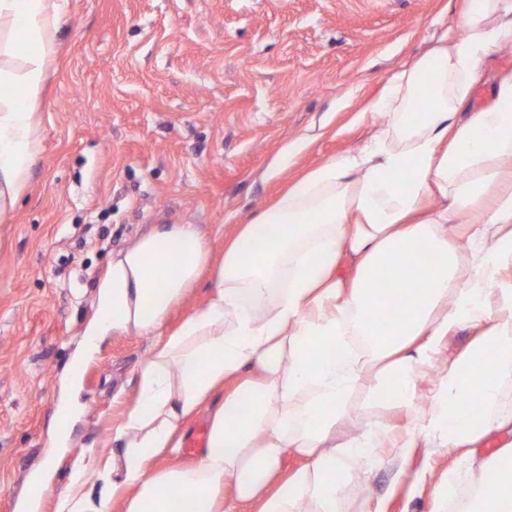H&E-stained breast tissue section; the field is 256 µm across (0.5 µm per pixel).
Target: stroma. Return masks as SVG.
Wrapping results in <instances>:
<instances>
[{
    "label": "stroma",
    "mask_w": 512,
    "mask_h": 512,
    "mask_svg": "<svg viewBox=\"0 0 512 512\" xmlns=\"http://www.w3.org/2000/svg\"><path fill=\"white\" fill-rule=\"evenodd\" d=\"M462 0H67L35 101L40 152L0 223V512H27L52 464L108 445L152 339L115 333L82 374L69 453L45 444L63 374L116 253L159 224H193L214 255L239 225L330 157L358 150L388 81L436 46ZM353 394L346 429L400 413ZM462 449L352 462L341 512H442Z\"/></svg>",
    "instance_id": "35a3bbf8"
}]
</instances>
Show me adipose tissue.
I'll list each match as a JSON object with an SVG mask.
<instances>
[{
	"label": "adipose tissue",
	"instance_id": "1",
	"mask_svg": "<svg viewBox=\"0 0 512 512\" xmlns=\"http://www.w3.org/2000/svg\"><path fill=\"white\" fill-rule=\"evenodd\" d=\"M61 9V0H0L1 220L40 152L36 116L17 95L38 96ZM455 25L462 37H442L389 80L371 105L386 120L369 140L295 181L242 225L220 260L192 224L155 228L113 260L65 373L51 447L67 444L82 413L83 368L100 342L131 329L154 342L113 447L80 449L54 512H174L176 497L186 512L253 501L259 512H299L306 498L309 512H339L347 458H372L381 440L401 460L444 440L471 465L487 436L512 435V413L502 410L512 380V71L496 76L492 105L470 107L485 59L512 42V0H466ZM425 90L428 105L415 111ZM209 267L210 301L160 335ZM379 316L380 331L371 326ZM461 326L474 328L473 342L420 407L419 382ZM375 369L379 397L416 424L399 434L370 423L337 449L336 427ZM205 406L197 464L154 471ZM290 452L306 464L277 481ZM93 474L105 483L95 496ZM477 498L482 512H512V470L482 479Z\"/></svg>",
	"mask_w": 512,
	"mask_h": 512
}]
</instances>
